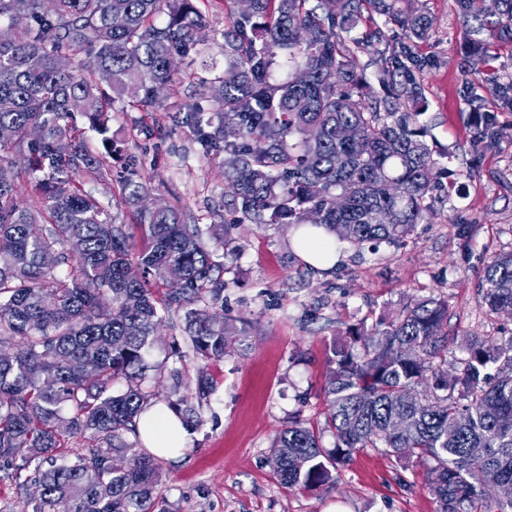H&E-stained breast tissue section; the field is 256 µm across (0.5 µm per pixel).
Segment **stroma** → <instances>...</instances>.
I'll use <instances>...</instances> for the list:
<instances>
[{
    "label": "stroma",
    "instance_id": "stroma-1",
    "mask_svg": "<svg viewBox=\"0 0 512 512\" xmlns=\"http://www.w3.org/2000/svg\"><path fill=\"white\" fill-rule=\"evenodd\" d=\"M432 34L410 41L400 29L367 17L359 29L383 27L385 58L408 51L420 63L415 76L426 110L417 119L440 167L458 172V185L440 179L436 213L398 244L378 248L344 243L330 271L308 266L293 250L292 225L233 223L224 170L204 160L167 113L144 115L161 127L164 143L150 170L149 193L197 218L201 229L228 223L224 234L225 318L234 326L222 360L201 363L192 352L174 356L183 316L166 315L152 352L177 370L162 378L194 385L206 367L215 391L198 411L193 434L179 459H159L160 482L151 512H436L426 470L408 466L382 448L355 453L341 467L335 487L303 492L280 484L270 456L290 417L322 435L328 406L322 384L329 347L353 324L373 322L409 299L434 296L448 302V332L500 338L512 333V317L487 315L478 274L489 256L512 250V98L489 93L488 84L512 83V42L472 56L454 0H422ZM211 21L201 54L185 64L189 77L177 97L195 95L196 78L222 60L221 32L229 20L222 0H201ZM491 116L494 134L472 151L475 114Z\"/></svg>",
    "mask_w": 512,
    "mask_h": 512
}]
</instances>
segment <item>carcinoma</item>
Segmentation results:
<instances>
[{"instance_id": "cac0c4a2", "label": "carcinoma", "mask_w": 512, "mask_h": 512, "mask_svg": "<svg viewBox=\"0 0 512 512\" xmlns=\"http://www.w3.org/2000/svg\"><path fill=\"white\" fill-rule=\"evenodd\" d=\"M197 0H0V471L34 468L32 512H150L154 457L137 450L136 418L156 404L165 362L150 360L164 312H184L202 361L226 352L217 307L224 264L173 205L144 208L146 154L107 136L112 113L166 112L201 156L219 161L241 220L313 224L362 247L403 241L433 215L440 167L413 127L423 93L411 56L377 70L391 88L366 96L356 56L383 42L356 35L377 15L429 38L420 0H251L222 32L225 66L204 82L211 115L172 100L175 61L210 28ZM473 55L512 39V0H456ZM122 107H116V104ZM103 135L93 148L78 119ZM124 159L118 170L112 158ZM41 174L25 200L17 180ZM118 185L119 224L79 177ZM347 205L336 208V197ZM486 312L512 314V251L483 265ZM214 389L168 399L183 419ZM323 394L336 444L291 420L271 466L284 485L331 487L362 448L427 468L437 512H512V336L448 340V303L417 297L390 318L334 341ZM134 440L129 441L126 435ZM85 452L58 461L63 437ZM497 475L489 495L483 475Z\"/></svg>"}]
</instances>
